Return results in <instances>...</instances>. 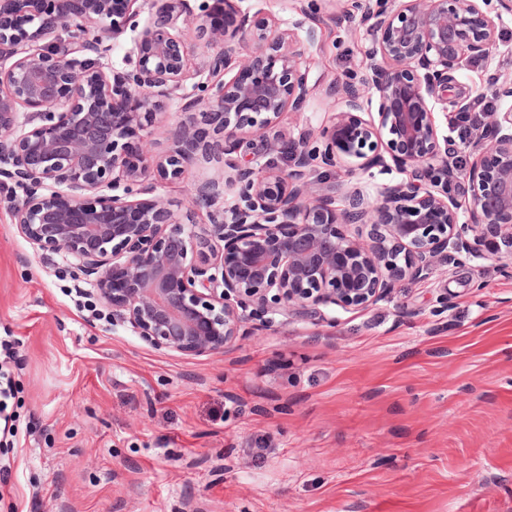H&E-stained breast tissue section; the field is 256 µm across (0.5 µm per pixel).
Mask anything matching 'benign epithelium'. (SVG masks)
Returning a JSON list of instances; mask_svg holds the SVG:
<instances>
[{
  "mask_svg": "<svg viewBox=\"0 0 512 512\" xmlns=\"http://www.w3.org/2000/svg\"><path fill=\"white\" fill-rule=\"evenodd\" d=\"M148 6L138 21L137 2ZM233 0H0V192L12 223L42 255L63 253L114 324L155 350L222 354L245 311L264 320L290 311L330 322L328 306L358 308L396 284L424 281L439 258L512 249V106L461 138L440 135L433 101L452 103L454 72L465 58H490L512 0H357L373 37L364 71L349 79L346 110L319 136L270 137L283 113L303 107L308 70L290 51L292 34L261 17L248 25ZM224 15L211 29L216 48L204 80L185 92L189 58L180 25ZM136 33L129 68L103 59ZM256 44L242 74L225 79L232 44ZM375 105L377 119L357 112ZM512 99V75L489 84ZM187 115L174 148L154 158L128 140L163 117L159 100ZM268 159L251 153L254 138ZM489 160L468 165L461 154ZM286 153L278 167L271 156ZM244 155L242 162L235 155ZM341 158L406 174L376 202L341 210L314 190ZM222 160L233 177L205 181L196 201L210 223L182 224L156 195L187 166ZM235 201L220 203L224 187ZM369 227L367 239L343 232Z\"/></svg>",
  "mask_w": 512,
  "mask_h": 512,
  "instance_id": "1",
  "label": "benign epithelium"
}]
</instances>
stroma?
<instances>
[{"mask_svg": "<svg viewBox=\"0 0 512 512\" xmlns=\"http://www.w3.org/2000/svg\"><path fill=\"white\" fill-rule=\"evenodd\" d=\"M298 32L309 72L280 132L319 131L344 107L340 80L372 38L353 0H235ZM512 73V15L492 62L464 61L465 98ZM323 187L365 204L397 172ZM196 163L158 193L207 223ZM333 323L248 319L221 355L158 351L96 307L65 255L44 260L0 195V336L18 353L14 435L0 437V512H512V273L497 255L437 263L388 299L331 307Z\"/></svg>", "mask_w": 512, "mask_h": 512, "instance_id": "1", "label": "stroma"}]
</instances>
